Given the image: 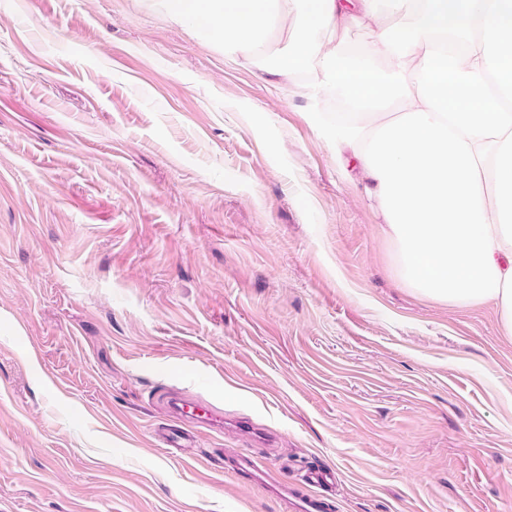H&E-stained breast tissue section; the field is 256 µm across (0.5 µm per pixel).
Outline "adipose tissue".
<instances>
[{
  "mask_svg": "<svg viewBox=\"0 0 512 512\" xmlns=\"http://www.w3.org/2000/svg\"><path fill=\"white\" fill-rule=\"evenodd\" d=\"M175 24L315 88L339 165L358 164L403 282L494 304L512 338V0H147ZM382 16L400 24L379 25ZM378 23L360 48L325 31Z\"/></svg>",
  "mask_w": 512,
  "mask_h": 512,
  "instance_id": "1",
  "label": "adipose tissue"
}]
</instances>
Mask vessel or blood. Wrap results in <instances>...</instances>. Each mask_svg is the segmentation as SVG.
I'll return each mask as SVG.
<instances>
[{
	"instance_id": "obj_1",
	"label": "vessel or blood",
	"mask_w": 512,
	"mask_h": 512,
	"mask_svg": "<svg viewBox=\"0 0 512 512\" xmlns=\"http://www.w3.org/2000/svg\"><path fill=\"white\" fill-rule=\"evenodd\" d=\"M169 408L174 417L182 422L199 419L215 428L221 427L224 423L223 415L214 409L209 407L199 409L196 408L195 404L176 397L170 400ZM229 468L243 482L264 484L269 494L290 504L293 512H324L326 504L320 497L318 490L334 479L331 470L325 468L308 469L302 479L305 490L300 493L277 477L261 470L253 456L244 450L233 456Z\"/></svg>"
}]
</instances>
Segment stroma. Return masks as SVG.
I'll return each instance as SVG.
<instances>
[{
	"mask_svg": "<svg viewBox=\"0 0 512 512\" xmlns=\"http://www.w3.org/2000/svg\"><path fill=\"white\" fill-rule=\"evenodd\" d=\"M304 81L146 0H0V512H512V341L399 279ZM223 412L165 448L163 396ZM229 468L234 475L244 483H262L267 492L273 497L290 503L296 512H324L326 503L316 492V489L331 483L334 474L325 468H311L303 475V485L307 492L299 493L288 486V483L280 481L277 477L261 470L253 456L243 449L236 453L229 462Z\"/></svg>",
	"mask_w": 512,
	"mask_h": 512,
	"instance_id": "stroma-1",
	"label": "stroma"
}]
</instances>
